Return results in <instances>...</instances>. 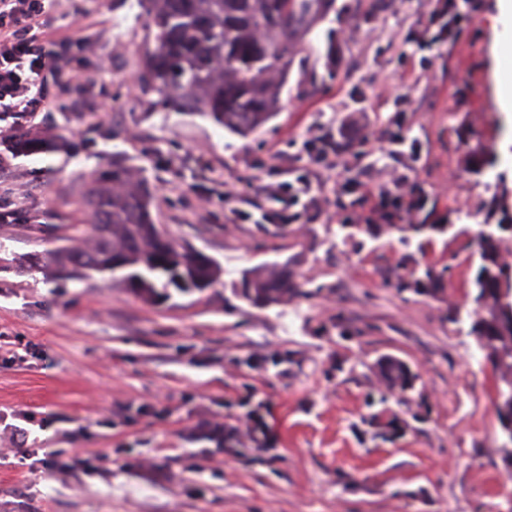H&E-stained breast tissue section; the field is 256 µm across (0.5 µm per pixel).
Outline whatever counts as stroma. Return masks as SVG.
<instances>
[{
	"instance_id": "1",
	"label": "stroma",
	"mask_w": 512,
	"mask_h": 512,
	"mask_svg": "<svg viewBox=\"0 0 512 512\" xmlns=\"http://www.w3.org/2000/svg\"><path fill=\"white\" fill-rule=\"evenodd\" d=\"M429 0H391L371 28L337 44L342 65L366 90L353 101L334 83L310 94L325 73L326 32L338 13L302 41L281 109L248 138L201 116L159 112L140 81L153 30L137 0H59L52 27L78 37L64 69L93 74L73 85L66 110L33 113L21 134L56 139V148L13 157L12 129L0 130V204L20 213L0 223V512H512V473L492 404L495 376L472 337L446 319L448 303L467 306L471 251L441 237L420 262L453 261L448 302L399 296L381 270L402 248L379 242L354 249L336 240L334 212L322 209L307 230L262 241L254 225L225 218L224 186L254 190L288 179L272 153L303 141L330 118L357 121L373 147L375 116L406 98L411 136L429 151L416 178L471 224L498 180L512 187L500 153L512 131L499 130L491 46L512 42L496 23L495 0H482L454 48L428 49L425 69L402 70L377 56L394 33L423 29ZM110 60L99 72L100 60ZM467 117L475 136L460 145L453 127ZM480 147L494 161L483 177L464 158ZM122 155L154 194L156 224L216 259L220 284L154 305L94 273L81 279L18 272L15 257L44 252L89 234L84 194L113 155ZM294 260L295 271L335 291L300 305L236 310L231 285L242 271ZM362 332L355 341L323 332L336 314ZM285 347L301 366L278 377L231 364L250 350ZM383 353L417 370L429 419L397 444L361 440L363 392ZM344 371L326 380L333 363ZM252 389L268 405L277 436L273 463L212 452L190 435L203 420L223 421ZM32 416L23 457L11 438L19 414ZM65 449L72 469L47 475L39 449ZM351 475L343 483L341 475Z\"/></svg>"
}]
</instances>
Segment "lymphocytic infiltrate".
I'll return each instance as SVG.
<instances>
[{
    "instance_id": "obj_1",
    "label": "lymphocytic infiltrate",
    "mask_w": 512,
    "mask_h": 512,
    "mask_svg": "<svg viewBox=\"0 0 512 512\" xmlns=\"http://www.w3.org/2000/svg\"><path fill=\"white\" fill-rule=\"evenodd\" d=\"M55 4L56 0H0V106L14 111L18 126L30 113L63 100L70 83L85 79L77 71L70 83L59 78L67 40L55 37L49 28ZM320 177L314 171L292 182H264L252 196L229 190L224 195L229 218L235 224L253 219L262 224L298 223V206L321 207Z\"/></svg>"
}]
</instances>
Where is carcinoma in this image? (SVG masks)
<instances>
[{"mask_svg": "<svg viewBox=\"0 0 512 512\" xmlns=\"http://www.w3.org/2000/svg\"><path fill=\"white\" fill-rule=\"evenodd\" d=\"M335 0H138L154 27L153 46L145 61V87L158 95L156 106L167 112H188L210 119L224 130L247 138L263 128L279 112L281 95L299 51L301 38L332 10ZM475 8V0H446L445 9L425 26V39L407 36L400 42L398 59L409 63L420 51L434 45L453 48L462 23ZM389 9L388 0H349L343 7L345 21L360 30ZM327 34L326 75L338 78L336 37ZM395 110L376 115L383 133L403 141L415 159L423 156V144L409 137L411 113L394 103ZM345 122L336 131L324 130V139L308 138L288 154L291 166L308 157L314 166L330 167L336 157L339 181L327 199L338 216L341 242L362 248L368 240L396 236L406 248L397 265L383 273V283L399 294L446 300L450 264H420L414 252H423L447 234L465 237L475 248L478 261L472 265L470 290L472 309L467 335L473 337L483 358L495 371L493 406L500 433L512 444V263L505 260L506 244H512V190L499 180L494 193L481 203L487 221L473 228L462 223L469 214L444 206L409 175L405 187L397 183L374 189L368 184V139L349 140ZM45 148V142L27 136L12 139L16 157ZM470 172L482 176L494 161L477 148L465 158ZM93 243L61 246L44 253L29 254L23 263L45 271L81 278L90 272L109 273L112 280L149 302H164L172 295L202 292L212 287L223 269L193 247L176 240L154 224L152 195L145 184H132L129 168L112 159L90 189ZM386 198L382 222H368L375 201ZM302 224H259L265 238L285 239L300 232ZM415 251H409L410 247ZM333 291L327 284L305 287L290 262L254 267L242 273L234 294L248 306L265 309L301 304ZM351 341L360 332L341 317L321 330ZM231 363L278 377L287 368L300 365L297 353L286 348L251 351ZM418 374L412 365L393 354L381 355L374 365V378L364 393L370 412L361 418L362 433L379 444H396L413 430L410 421L424 422L430 407L417 390ZM414 405L407 420L388 407L390 399ZM237 414L224 417L220 436L207 440L236 456L276 448L274 433L266 421L267 405L248 393L235 402Z\"/></svg>", "mask_w": 512, "mask_h": 512, "instance_id": "1", "label": "carcinoma"}]
</instances>
